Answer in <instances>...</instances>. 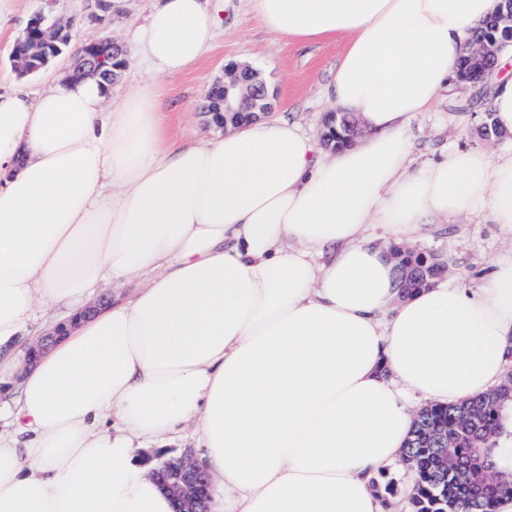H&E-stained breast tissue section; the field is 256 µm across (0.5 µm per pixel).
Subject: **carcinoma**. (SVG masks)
I'll return each mask as SVG.
<instances>
[{
  "label": "carcinoma",
  "instance_id": "carcinoma-1",
  "mask_svg": "<svg viewBox=\"0 0 512 512\" xmlns=\"http://www.w3.org/2000/svg\"><path fill=\"white\" fill-rule=\"evenodd\" d=\"M38 26L25 29L21 41L14 43L13 50L20 63L31 71L42 69L44 58L53 54L50 46L36 44ZM200 109L209 113L213 125L218 126L224 112L221 94L213 92L204 97ZM392 256L402 271L404 287L421 288L430 278H439L447 264L435 254L414 249L396 247ZM512 401V387L501 385L484 396L448 405H427L416 412L410 436L404 448V460L414 477L413 493L409 498L413 512H441L438 494L448 498L447 512H493L502 493L497 486L505 482L495 452V436L500 424L504 404ZM438 428L448 434V445L456 454L484 464L483 472L476 480L485 482L480 487L467 483L466 478L448 479L439 484L440 477L430 446L426 428Z\"/></svg>",
  "mask_w": 512,
  "mask_h": 512
}]
</instances>
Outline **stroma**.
<instances>
[{
  "instance_id": "35a3bbf8",
  "label": "stroma",
  "mask_w": 512,
  "mask_h": 512,
  "mask_svg": "<svg viewBox=\"0 0 512 512\" xmlns=\"http://www.w3.org/2000/svg\"><path fill=\"white\" fill-rule=\"evenodd\" d=\"M154 5L155 0H126L122 11L111 14L96 10L90 0H0V86H19L36 93L71 64L66 52L36 74L21 78L14 73L9 61L11 46L33 13L42 11L73 20V43L107 33L125 44L133 31L145 24ZM220 17L216 39L195 69L154 81L142 65L127 63L114 84V98L122 99L133 88L151 83L171 137L182 141L214 138L218 128L206 124L196 104L209 85L223 77L225 66L244 58L270 89L273 114L299 122L307 134L321 135L328 111L322 90L336 70L342 43L282 45L255 18L249 0H230ZM485 96L482 86L448 96L415 125L411 140L421 160L437 159L451 149L479 150L491 156L511 152L512 135L490 139L482 132ZM414 247L447 258L449 284L472 287L490 274L495 258L512 251V240L493 223L488 209L480 207L450 223L423 227Z\"/></svg>"
}]
</instances>
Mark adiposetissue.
Segmentation results:
<instances>
[{
	"label": "adipose tissue",
	"mask_w": 512,
	"mask_h": 512,
	"mask_svg": "<svg viewBox=\"0 0 512 512\" xmlns=\"http://www.w3.org/2000/svg\"><path fill=\"white\" fill-rule=\"evenodd\" d=\"M290 44L343 40L323 97L363 137L336 149L279 116L168 141L149 87L93 78L0 92V512H173L141 456L193 431L209 512H393L376 490L415 406L512 369V255L474 288L402 293L370 229L410 238L488 203L512 235V152L419 161L409 131L454 86L501 0H251ZM212 0H157L130 53L181 75ZM488 80L512 132V77ZM111 196H104V186ZM139 281L88 317L99 282ZM66 333L23 378L34 313Z\"/></svg>",
	"instance_id": "1"
}]
</instances>
